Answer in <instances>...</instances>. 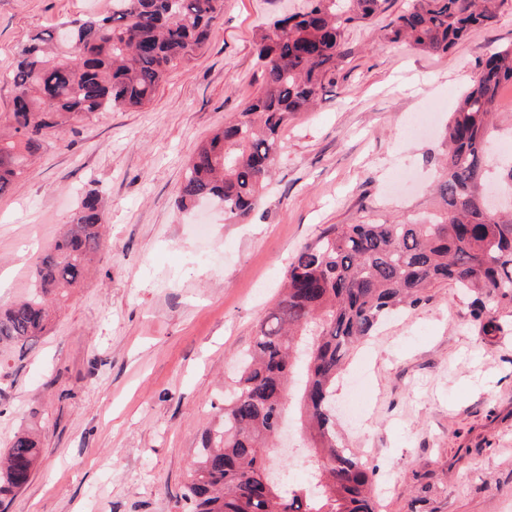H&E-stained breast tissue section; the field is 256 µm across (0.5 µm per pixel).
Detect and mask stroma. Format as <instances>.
<instances>
[{
  "label": "stroma",
  "mask_w": 512,
  "mask_h": 512,
  "mask_svg": "<svg viewBox=\"0 0 512 512\" xmlns=\"http://www.w3.org/2000/svg\"><path fill=\"white\" fill-rule=\"evenodd\" d=\"M305 0H224L206 46L143 107L69 120L29 176L0 196V308L29 294L45 250L96 193L105 247L48 331L0 347V452L38 435L28 483L5 512H185L203 431L224 408L239 355L275 304L288 262L336 224L430 211L442 128L512 44V0L445 54L382 41L407 0L351 30L319 106L291 115L273 181L245 218L178 208L190 158L260 91V34ZM110 0H0V73L61 19ZM440 103L436 126L409 131ZM360 417L347 411L352 397ZM347 447L377 470L378 512H512V335L487 336L452 288L396 312L336 383Z\"/></svg>",
  "instance_id": "stroma-1"
}]
</instances>
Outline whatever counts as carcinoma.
Instances as JSON below:
<instances>
[{"mask_svg": "<svg viewBox=\"0 0 512 512\" xmlns=\"http://www.w3.org/2000/svg\"><path fill=\"white\" fill-rule=\"evenodd\" d=\"M504 3L409 0L380 39L446 53L471 29L492 25ZM223 8L224 0H111L104 15L62 20L33 36L6 75L13 134L0 136V195L29 172L48 130L73 116L149 102L170 67L202 49ZM387 9L388 0H306L302 11L275 20L256 41L260 94L192 158L178 204L215 200L226 221L253 209L283 151L288 116L320 100L346 56L347 31ZM507 84L512 44L482 60L450 113L436 212L409 222L333 225L297 250L224 413L202 435L184 494L187 512H377L375 469L346 450L336 431V381L387 314L417 307L433 288L449 286L468 299L484 334L508 331L499 314L512 309V201L503 213L490 212L483 193L491 163L512 186V163L497 161L489 139ZM102 226L99 197L88 193L35 268L34 292L0 309V344L24 347L46 332L53 308L85 280L103 249ZM295 375L314 458L311 480L267 488V471L288 466L274 460L272 448ZM38 455L35 439L14 435L0 455V497L27 484Z\"/></svg>", "mask_w": 512, "mask_h": 512, "instance_id": "cac0c4a2", "label": "carcinoma"}]
</instances>
